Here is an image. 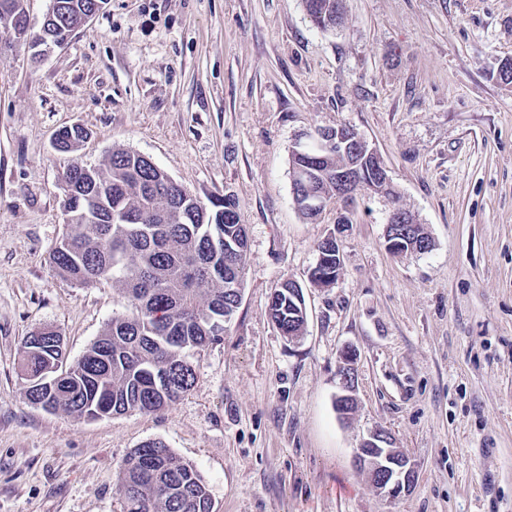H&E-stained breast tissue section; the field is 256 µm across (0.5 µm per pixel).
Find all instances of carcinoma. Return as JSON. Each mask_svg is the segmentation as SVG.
Instances as JSON below:
<instances>
[{
    "label": "carcinoma",
    "instance_id": "cac0c4a2",
    "mask_svg": "<svg viewBox=\"0 0 512 512\" xmlns=\"http://www.w3.org/2000/svg\"><path fill=\"white\" fill-rule=\"evenodd\" d=\"M23 0H0V24L14 31ZM67 18L44 17L28 44L60 48L84 24L94 0H57ZM311 22L329 30L343 23L335 0H303ZM88 136L81 126L60 131L55 149L70 153ZM354 164L351 153L314 149L292 157L294 204L315 221L320 211L305 201L336 199V171ZM62 179L71 187L66 232L50 255L63 279L78 284L112 280L121 287L128 314L114 316L76 362L64 363L62 336L24 342L19 376L27 400L49 412L96 419L129 411L157 412L193 386L190 353L224 336V315L240 305L247 265V232L236 201L205 203L176 187L150 158L115 149L101 165L72 163ZM269 311L283 331L297 332L300 307L279 288ZM125 512H213L205 480L160 440L131 451L119 471Z\"/></svg>",
    "mask_w": 512,
    "mask_h": 512
}]
</instances>
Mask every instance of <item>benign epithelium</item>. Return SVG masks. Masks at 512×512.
<instances>
[{"instance_id":"obj_1","label":"benign epithelium","mask_w":512,"mask_h":512,"mask_svg":"<svg viewBox=\"0 0 512 512\" xmlns=\"http://www.w3.org/2000/svg\"><path fill=\"white\" fill-rule=\"evenodd\" d=\"M355 143L361 147L365 154L364 160L375 162L374 170L378 171L381 181H389L385 166L378 164L379 154L358 132L345 127L318 128L297 140L292 153L305 155L315 146L321 149L336 147L346 149ZM360 179L359 171L347 169L339 174V183L344 188L343 204L345 211L354 208L358 199V193L348 191L353 182ZM416 220L409 212L395 209L390 214L386 226L387 247L392 252H397L404 247V240L412 234ZM355 355L347 350L343 353L336 376L339 378V392L336 394V410L343 417H348L356 407L355 391ZM355 464L371 477L379 493L396 498L401 493L408 491L415 482L417 471L413 461L400 454L392 447V439L389 433L379 429L371 432L364 439L355 454Z\"/></svg>"}]
</instances>
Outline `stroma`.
<instances>
[{"instance_id":"stroma-1","label":"stroma","mask_w":512,"mask_h":512,"mask_svg":"<svg viewBox=\"0 0 512 512\" xmlns=\"http://www.w3.org/2000/svg\"><path fill=\"white\" fill-rule=\"evenodd\" d=\"M324 31L302 0H108L32 62L0 26V512H124L118 472L150 440L205 478L213 512H512V0H344ZM81 125L71 153L59 130ZM344 124L383 159L396 198L361 196L319 221L297 211L291 151ZM149 157L190 193L234 195L247 226L242 302L172 407L98 419L28 402L23 341L49 326L77 361L118 287L60 278L65 168L112 149ZM434 242L391 254L392 209ZM335 235V285L309 272ZM302 288L303 335L269 297ZM356 354L358 409L338 415L336 366ZM418 464L379 495L354 455L375 429ZM88 136V132L81 126H73L71 128L60 131L56 137L55 149L59 152H74L81 141Z\"/></svg>"}]
</instances>
